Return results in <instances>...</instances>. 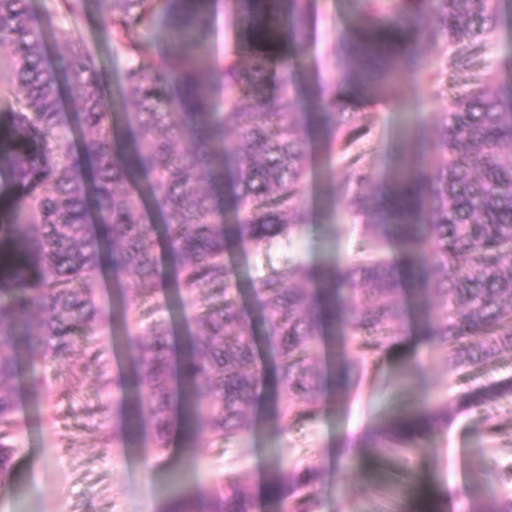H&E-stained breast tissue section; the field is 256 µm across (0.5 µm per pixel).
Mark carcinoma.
<instances>
[{"label":"carcinoma","mask_w":512,"mask_h":512,"mask_svg":"<svg viewBox=\"0 0 512 512\" xmlns=\"http://www.w3.org/2000/svg\"><path fill=\"white\" fill-rule=\"evenodd\" d=\"M220 2L96 0L90 17L82 0H55L41 15L29 0H0L1 488L13 481L21 362L39 391V369L117 327L134 345L133 368L111 380L96 355L90 362L102 387L112 383L125 396L112 435L120 448L145 424L161 450L179 428L185 448L202 435L246 440L250 408L266 391L261 339L275 352L274 420L319 417L367 356L398 344L402 292L415 302L423 340L448 367L512 352V85L500 90L485 65L507 0H356L355 29L337 33L324 52L310 130L291 119L297 88L279 47L285 37L309 50L314 0H250L222 62L199 39ZM61 16L96 25L126 56L119 94L133 108L130 130L116 127L110 80ZM159 24L171 44L163 55L144 35ZM419 67L431 83L465 72L472 87L448 99L449 116L436 122L431 172L404 160L390 186L371 188L364 152L349 156L365 136L361 110L398 104L402 73ZM211 75L223 89L219 100ZM65 88L75 95L70 118L61 108ZM311 139L327 159H345L340 193L348 218L363 225L361 252L333 269L293 259L272 269L255 288L258 332L226 256L242 242L261 245L310 226ZM150 204L162 215L159 233L143 222ZM162 250L178 302L197 311L177 364ZM106 265L133 281L119 315L97 298ZM338 329L350 336V351L332 361L341 384L320 368ZM511 396L509 379L465 391L452 405L398 410L366 446L432 453L458 415ZM319 482L316 470L275 463L265 512H316ZM256 509L250 487L230 475L169 500L164 512Z\"/></svg>","instance_id":"1"}]
</instances>
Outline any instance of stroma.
<instances>
[{
  "instance_id": "obj_1",
  "label": "stroma",
  "mask_w": 512,
  "mask_h": 512,
  "mask_svg": "<svg viewBox=\"0 0 512 512\" xmlns=\"http://www.w3.org/2000/svg\"><path fill=\"white\" fill-rule=\"evenodd\" d=\"M354 25L353 0H316L311 52L298 55L287 43L280 51L299 57L307 81L318 80L326 42L337 30ZM72 33L111 73L113 85H120L125 57L91 23L74 27ZM468 89L462 73L449 76L442 92L411 72L400 106H367L364 164L375 183L391 180L399 147L419 150L422 140L431 139L434 121L447 112L449 97ZM342 170L339 160H313L305 187L309 231L258 247L246 242L229 252L227 262L250 316H257L260 308L254 287L271 268L291 257L336 267L356 248L358 227L348 220L337 191ZM89 349L99 352L112 377L130 368L133 350L121 333L106 339L92 336L69 360L50 365L45 372L51 386L69 388V397L19 389L21 436L14 474L25 481L34 512H162L169 499L207 487L224 474L241 476L251 489L260 490L263 472L276 460L320 472L317 512H423L429 501L447 503L448 512H468L469 505L512 494V480H499L487 471L493 460L501 469L512 468V397L495 403L487 420L459 416L439 438L435 457L365 447L366 435L395 408L451 400L461 391L512 377V352L458 371L449 369L441 354L421 340L413 312L404 316L399 345L367 363L357 381L328 403L320 418L274 427L265 411H257L255 428L242 445L202 436L192 448L175 445L161 450L147 430L132 448L112 446L120 421V394L112 387L101 390L85 355ZM340 454L349 457V466L337 467ZM144 459L152 462L146 479L137 470Z\"/></svg>"
}]
</instances>
